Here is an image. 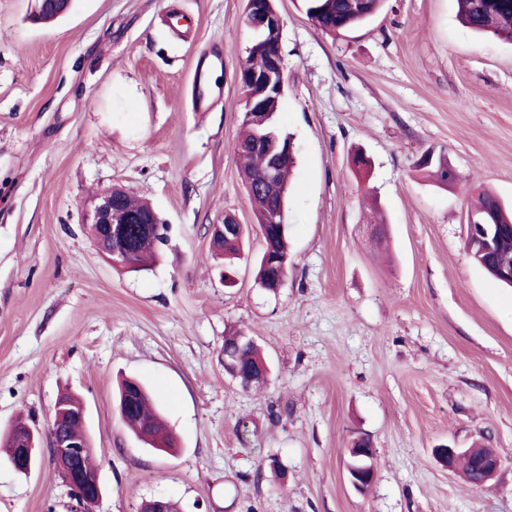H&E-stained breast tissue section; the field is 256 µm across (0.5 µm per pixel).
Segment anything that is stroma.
<instances>
[{"label": "stroma", "mask_w": 512, "mask_h": 512, "mask_svg": "<svg viewBox=\"0 0 512 512\" xmlns=\"http://www.w3.org/2000/svg\"><path fill=\"white\" fill-rule=\"evenodd\" d=\"M274 4L277 122L296 153L275 293L254 279L234 152L246 0H72L51 24L35 0H0V429H47L58 394H80L97 512H512V288L465 246L478 191L512 204V44L465 28L456 0H385L331 34L302 0ZM203 63L221 94L199 112ZM428 151L455 183L418 170ZM113 185L169 226L152 270L114 269L82 226ZM228 212L249 229L230 288L209 234ZM231 330L260 346L266 387L225 374ZM126 377L158 395L176 452L122 422ZM360 436L375 449L364 492L347 473ZM477 443L500 457L480 488L433 453ZM70 505L47 451L27 475L0 459V512Z\"/></svg>", "instance_id": "obj_1"}]
</instances>
